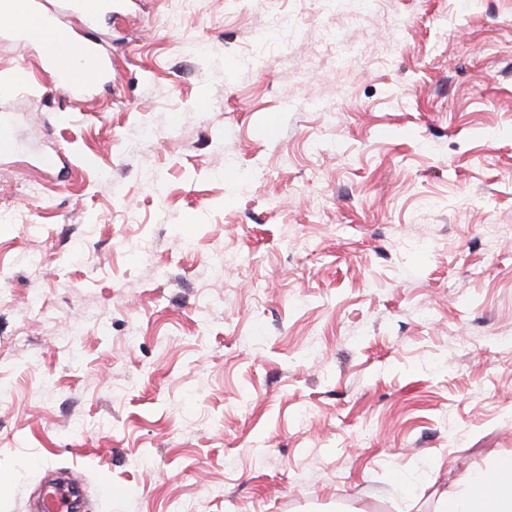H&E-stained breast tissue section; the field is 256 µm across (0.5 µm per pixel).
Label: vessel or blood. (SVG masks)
<instances>
[{
  "instance_id": "vessel-or-blood-1",
  "label": "vessel or blood",
  "mask_w": 512,
  "mask_h": 512,
  "mask_svg": "<svg viewBox=\"0 0 512 512\" xmlns=\"http://www.w3.org/2000/svg\"><path fill=\"white\" fill-rule=\"evenodd\" d=\"M112 0H59L49 8L46 0H0V12L14 15L15 23L0 26V37L10 38L24 49H32L25 24L26 19L39 21L43 31L57 44L55 57L45 59L53 74V83L61 92L73 98L89 96L97 84L111 82L112 64L91 29L101 15L110 13ZM74 15L83 22L75 30L66 22ZM73 487L66 482L54 484L45 493L43 512H74Z\"/></svg>"
}]
</instances>
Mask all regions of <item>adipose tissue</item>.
Masks as SVG:
<instances>
[{"instance_id": "ef3b65f1", "label": "adipose tissue", "mask_w": 512, "mask_h": 512, "mask_svg": "<svg viewBox=\"0 0 512 512\" xmlns=\"http://www.w3.org/2000/svg\"><path fill=\"white\" fill-rule=\"evenodd\" d=\"M470 494L444 491L438 512H512V453L500 459L492 472L472 471Z\"/></svg>"}]
</instances>
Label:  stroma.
Listing matches in <instances>:
<instances>
[{
  "mask_svg": "<svg viewBox=\"0 0 512 512\" xmlns=\"http://www.w3.org/2000/svg\"><path fill=\"white\" fill-rule=\"evenodd\" d=\"M121 2L87 99L0 40V512H435L512 452V0ZM73 487L66 482H58L45 491V505L42 512H74Z\"/></svg>",
  "mask_w": 512,
  "mask_h": 512,
  "instance_id": "35a3bbf8",
  "label": "stroma"
}]
</instances>
